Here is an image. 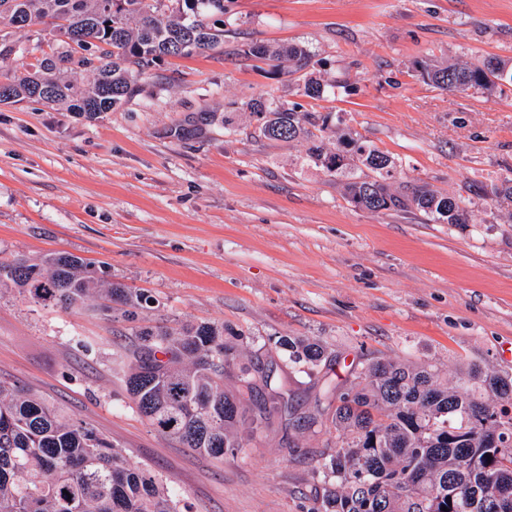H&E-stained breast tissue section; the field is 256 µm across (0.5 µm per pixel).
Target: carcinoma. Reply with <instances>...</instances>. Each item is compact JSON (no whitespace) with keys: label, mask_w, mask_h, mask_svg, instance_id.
<instances>
[{"label":"carcinoma","mask_w":512,"mask_h":512,"mask_svg":"<svg viewBox=\"0 0 512 512\" xmlns=\"http://www.w3.org/2000/svg\"><path fill=\"white\" fill-rule=\"evenodd\" d=\"M224 0H0V61L24 53L10 38L24 30L37 64L0 78V103L48 102L71 112H110L140 91L138 78L167 57L204 53L224 42L213 18ZM255 57L288 59L301 71L307 47H253ZM423 69L438 89L492 93L512 82V64ZM71 70L92 75L78 87ZM339 83L304 81V94H335ZM268 139L304 136L308 154L329 174L346 178L349 202L370 211L416 209L444 224L468 223L462 201L395 178L390 157L353 132L335 131L329 117L285 108L273 100L250 104ZM315 128L310 131L303 126ZM336 135V151L324 140ZM367 172H352L355 163ZM0 288L36 307L77 312L92 296L96 310L133 322L152 303L145 290L95 276L68 252L38 260L0 261ZM119 353L126 391L158 434L213 458L236 457L250 438L287 415L295 430L329 422L336 442L315 459L322 484L310 512H512V374L469 363L452 386L430 365L373 357L339 383L321 376L322 398L305 411L289 404L274 361L238 363L240 334L219 322L141 327ZM288 366L307 375L326 360L311 338L280 337ZM238 368L237 387L224 373ZM0 512H190L150 470L133 466L115 445L76 417L60 414L34 392L0 382Z\"/></svg>","instance_id":"cac0c4a2"}]
</instances>
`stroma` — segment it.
<instances>
[{"label": "stroma", "instance_id": "1", "mask_svg": "<svg viewBox=\"0 0 512 512\" xmlns=\"http://www.w3.org/2000/svg\"><path fill=\"white\" fill-rule=\"evenodd\" d=\"M310 47L305 74L255 45ZM512 59V0H224V43L166 59L127 103L91 118L39 102L0 104V258L65 251L99 276L149 289L146 325L218 321L241 360L279 358L281 336L319 340L337 380L372 357L474 362L512 373V85L445 92L422 66ZM339 82L302 93L303 75ZM265 98L387 153L403 181L463 200L469 221L371 212L297 138L269 140ZM0 295V381L31 389L153 470L192 512H308L328 432L282 429L222 460L155 433L117 366L132 325Z\"/></svg>", "mask_w": 512, "mask_h": 512}]
</instances>
